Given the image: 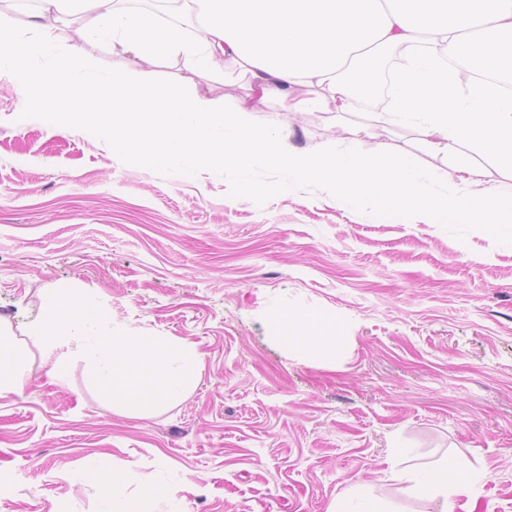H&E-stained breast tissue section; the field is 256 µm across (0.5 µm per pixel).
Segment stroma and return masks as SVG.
Instances as JSON below:
<instances>
[{
  "label": "stroma",
  "mask_w": 512,
  "mask_h": 512,
  "mask_svg": "<svg viewBox=\"0 0 512 512\" xmlns=\"http://www.w3.org/2000/svg\"><path fill=\"white\" fill-rule=\"evenodd\" d=\"M193 85L255 102L232 66L209 79L173 62L144 89ZM42 101L0 78V323L26 376L0 399V512H106L88 460L126 472L142 512H328L355 493L438 512L390 480L396 450L411 470L473 478L455 512H512L511 232L403 224L268 164L252 198L221 170L133 162L106 134L50 123ZM255 104L285 148L377 143L363 113L333 124ZM380 143L445 189L448 162L417 131ZM50 288L95 289L114 320L194 344L196 378L158 408L113 411L80 357L57 369L30 338ZM297 314L335 326L334 360L289 346L279 322Z\"/></svg>",
  "instance_id": "1"
}]
</instances>
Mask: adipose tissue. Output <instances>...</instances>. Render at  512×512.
<instances>
[{"mask_svg":"<svg viewBox=\"0 0 512 512\" xmlns=\"http://www.w3.org/2000/svg\"><path fill=\"white\" fill-rule=\"evenodd\" d=\"M28 33L0 19V75L17 76L19 92L28 78L51 75L60 92H76L61 110L89 132L102 127L104 95L112 97V147L138 161L160 158L191 169L197 165L249 172L256 161L281 166L289 179L327 178L336 196L352 206L367 205L400 222L478 224L496 232L512 224L495 180L473 185L476 159L512 169V92L482 75L512 70V0H168L174 16L195 17L198 36L147 22L120 8V0H82L84 17L75 41L60 43L46 18L63 19L74 0H38ZM108 40L132 52L136 68L116 73L97 68L87 44ZM409 52L391 76L384 126L410 127L428 149L451 163L456 190L430 192L426 177L403 157L387 161L382 149L365 154L356 146L322 144L283 153L271 126L255 122L249 108L216 103L193 90L172 97L140 94L151 67L182 60L203 72L227 65L244 67L261 97H275L293 115L354 112L355 96L337 80L340 68L362 54L361 70L374 79L378 62L370 51ZM465 59L475 74L461 82L455 63ZM320 95H310V88ZM286 341L332 357L339 338L317 319L290 320ZM391 478L412 496L439 502L455 512L468 481L453 465L416 473L394 457Z\"/></svg>","mask_w":512,"mask_h":512,"instance_id":"obj_1","label":"adipose tissue"}]
</instances>
